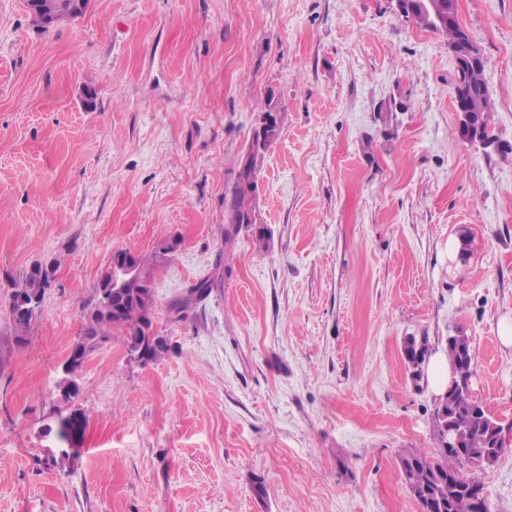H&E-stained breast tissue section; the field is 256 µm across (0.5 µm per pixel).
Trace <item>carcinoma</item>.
Returning <instances> with one entry per match:
<instances>
[{"mask_svg":"<svg viewBox=\"0 0 512 512\" xmlns=\"http://www.w3.org/2000/svg\"><path fill=\"white\" fill-rule=\"evenodd\" d=\"M438 12L447 17L444 25L432 21L429 12L416 11L414 20L421 26L448 36V46L454 47L462 42L472 43L462 28L458 18V0H435ZM33 22L47 28L64 19L81 15L85 8L78 0H33L27 5ZM485 62H468L457 66L458 78L455 91L465 92L463 102L474 111L477 124L486 137H491L485 112L488 111L489 93L483 72ZM278 134V126H262L253 140L238 170L237 180L231 193L230 212L232 229L237 232L243 228L252 231L256 240L265 239L261 226L253 224L250 192L254 188L257 155ZM116 256L128 260L134 268V276L128 288L118 295L112 294V269H107L97 284V293H111L110 301L99 297L95 306L87 314L86 324L74 347L91 352L110 338L108 328L112 327L124 333V343L128 353L143 350L142 365L146 366L165 353L171 346L164 341L154 345L150 343L148 328L153 320L152 306L154 285L144 255L130 250H120ZM56 272V264L37 262L26 273L22 284L14 293L23 294L31 307L23 316H12L15 325L16 343L25 342V332L32 319L38 314L46 288ZM426 339L409 336L402 349L404 364L410 373L413 384H418L423 366ZM446 350L454 364V385L446 396L434 408V421L438 435H443L442 422H447L459 434V448L450 449L439 445L434 453L411 450L399 457V467L403 480L420 512H486L484 485L481 474L491 467L490 460H498L504 450L501 437L503 426L489 415L483 404L471 393L469 381L474 371L475 353L470 340L462 333L448 337ZM82 370L72 374H63L56 387H72L74 397L82 393L80 379ZM86 416L60 422L56 434L65 442L78 431L85 430Z\"/></svg>","mask_w":512,"mask_h":512,"instance_id":"obj_1","label":"carcinoma"}]
</instances>
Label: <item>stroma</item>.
<instances>
[{
	"mask_svg": "<svg viewBox=\"0 0 512 512\" xmlns=\"http://www.w3.org/2000/svg\"><path fill=\"white\" fill-rule=\"evenodd\" d=\"M458 5L489 144L461 132L447 36L395 0H90L47 28L0 0V512H419L399 457L438 438L408 336L465 333L472 394L512 429V0ZM267 112L259 243L226 231ZM121 249L150 256L172 349L142 366L116 332L89 355L60 470L57 367ZM49 260L16 344L12 287ZM482 481L512 512V445ZM426 345V339L417 340V338L413 336L407 337L403 344L402 356L404 364L415 386L418 385L421 375Z\"/></svg>",
	"mask_w": 512,
	"mask_h": 512,
	"instance_id": "1",
	"label": "stroma"
}]
</instances>
